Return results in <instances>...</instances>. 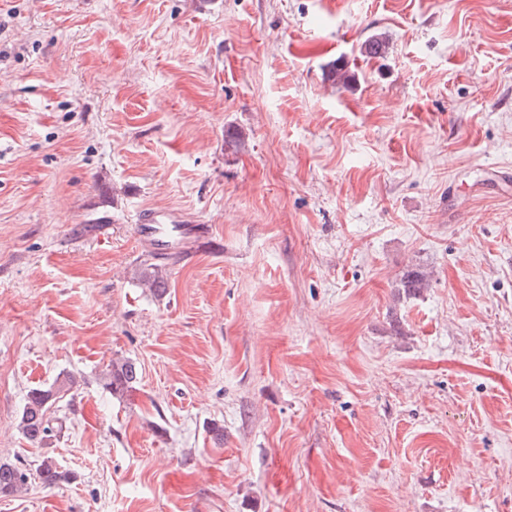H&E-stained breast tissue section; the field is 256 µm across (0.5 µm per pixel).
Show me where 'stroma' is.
Here are the masks:
<instances>
[{
  "instance_id": "1",
  "label": "stroma",
  "mask_w": 512,
  "mask_h": 512,
  "mask_svg": "<svg viewBox=\"0 0 512 512\" xmlns=\"http://www.w3.org/2000/svg\"><path fill=\"white\" fill-rule=\"evenodd\" d=\"M146 209L212 229L161 294ZM46 456L0 512H512V0H0V460ZM146 257L147 258L144 260L146 268L143 272V281L145 284H148L149 288H154L155 290L162 288L165 283L162 275V267L164 266L163 261L174 258L168 256L165 252L157 251H149L146 254ZM138 370L129 359L112 360L104 373V385L113 395H123L137 383ZM75 384V378L67 374L58 376L49 388H35L28 393L18 424L27 439L44 443L52 436L55 427L47 414L61 398L58 395L70 391ZM36 478L44 487H53L68 480V474L60 470L52 457L43 458L35 468Z\"/></svg>"
}]
</instances>
